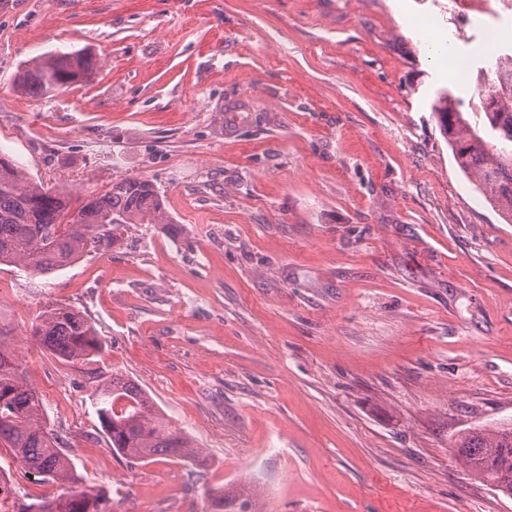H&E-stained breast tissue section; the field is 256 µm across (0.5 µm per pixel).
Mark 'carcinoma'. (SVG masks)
<instances>
[{
  "label": "carcinoma",
  "instance_id": "cac0c4a2",
  "mask_svg": "<svg viewBox=\"0 0 512 512\" xmlns=\"http://www.w3.org/2000/svg\"><path fill=\"white\" fill-rule=\"evenodd\" d=\"M489 82L501 66L512 70V55L492 50ZM97 60L82 51L41 55L17 74L15 86L31 95L65 89L90 78ZM484 118H470L450 90L433 105L437 124L459 169L489 201L512 220V96L482 91ZM71 192L29 180L0 155V265H24L41 273L59 271L112 241L121 224H166L163 200L146 179L120 178L104 194L85 197L71 212ZM30 336L58 359L90 364L103 341L93 323L69 307L49 306L31 325ZM96 413L112 450L137 461L155 456L200 464L202 451L173 427L152 397L135 381L113 374L97 381ZM0 442L40 481L64 492L44 495L22 512H106V491L81 487L76 464L61 440L47 430L41 396L25 382L14 355L0 338ZM458 457L475 478L512 498V423L474 428L458 436Z\"/></svg>",
  "mask_w": 512,
  "mask_h": 512
}]
</instances>
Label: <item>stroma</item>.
Masks as SVG:
<instances>
[{
	"instance_id": "35a3bbf8",
	"label": "stroma",
	"mask_w": 512,
	"mask_h": 512,
	"mask_svg": "<svg viewBox=\"0 0 512 512\" xmlns=\"http://www.w3.org/2000/svg\"><path fill=\"white\" fill-rule=\"evenodd\" d=\"M450 0H0V154L74 198L145 178L165 224H126L42 275L0 265V336L48 430L112 512H512L458 434L512 421V223L432 115L482 109L491 33ZM452 40L459 81L425 35ZM86 50L91 78L14 88L33 57ZM80 311L95 362L29 329ZM121 373L206 467L114 455L90 395ZM59 485L0 444V512Z\"/></svg>"
}]
</instances>
